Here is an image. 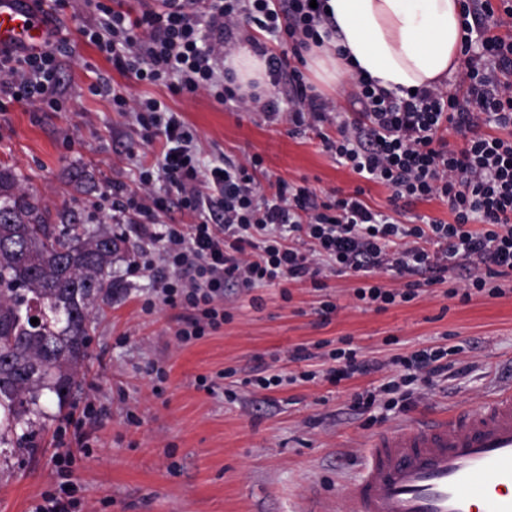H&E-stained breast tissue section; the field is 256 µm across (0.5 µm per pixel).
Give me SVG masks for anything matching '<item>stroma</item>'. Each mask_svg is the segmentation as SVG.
<instances>
[{"mask_svg": "<svg viewBox=\"0 0 512 512\" xmlns=\"http://www.w3.org/2000/svg\"><path fill=\"white\" fill-rule=\"evenodd\" d=\"M58 18L67 48L57 74L63 107L42 112L14 103L0 112V167L12 169L22 187L37 194L53 221L90 224L124 243L112 264V303L90 333L92 358L83 367V385L71 408L35 427L30 450L0 459V512H28L54 486L51 458L62 446L74 450L81 494L95 512H305L313 491V503L327 512L358 478L375 433L479 406L512 387V293L462 304L438 285L376 312L356 307V281L346 276H330L325 293L288 284L250 295L229 288L224 307L231 320L200 340L177 344L178 310H142L154 288L142 264L159 258L160 225L191 218L174 206L155 224L113 221L106 186L132 183L139 166L156 163L161 144L144 142L141 127L115 111L110 99L92 95V84L106 78L124 83L131 97L163 99L195 133L202 166L224 154H257L271 178L306 184L321 195L361 185L367 202L383 211L391 191L362 184L321 150L316 132L297 135L288 122L266 123L261 113L232 111L204 93L179 96L162 85L123 78L80 33L97 20L94 0H67ZM327 293L338 309L321 326L313 310ZM343 337L379 358L458 346L470 369L439 382L415 410L388 413L374 424L348 405L353 393L380 384L377 374L335 387L313 380L224 394L231 388L224 371L243 377L264 361L296 373L306 365L289 361V350L318 342L334 349ZM152 360L167 371L157 395L147 368ZM202 376L214 390L199 384ZM90 402L100 412L93 423L83 415ZM130 410L137 417L133 425L126 422ZM85 434L94 439L88 455L78 442Z\"/></svg>", "mask_w": 512, "mask_h": 512, "instance_id": "35a3bbf8", "label": "stroma"}]
</instances>
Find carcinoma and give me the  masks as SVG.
<instances>
[{
	"instance_id": "carcinoma-1",
	"label": "carcinoma",
	"mask_w": 512,
	"mask_h": 512,
	"mask_svg": "<svg viewBox=\"0 0 512 512\" xmlns=\"http://www.w3.org/2000/svg\"><path fill=\"white\" fill-rule=\"evenodd\" d=\"M0 447L64 406L91 357L90 328L112 298L122 240L86 224H51L39 199L0 169ZM37 318L33 325L30 319Z\"/></svg>"
}]
</instances>
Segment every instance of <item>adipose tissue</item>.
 Segmentation results:
<instances>
[{"label":"adipose tissue","mask_w":512,"mask_h":512,"mask_svg":"<svg viewBox=\"0 0 512 512\" xmlns=\"http://www.w3.org/2000/svg\"><path fill=\"white\" fill-rule=\"evenodd\" d=\"M326 7L336 34L307 54L325 86L359 73L402 96L457 69L463 0H327Z\"/></svg>","instance_id":"1"}]
</instances>
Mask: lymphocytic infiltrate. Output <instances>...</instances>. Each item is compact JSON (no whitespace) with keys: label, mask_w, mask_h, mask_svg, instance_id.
Here are the masks:
<instances>
[{"label":"lymphocytic infiltrate","mask_w":512,"mask_h":512,"mask_svg":"<svg viewBox=\"0 0 512 512\" xmlns=\"http://www.w3.org/2000/svg\"><path fill=\"white\" fill-rule=\"evenodd\" d=\"M324 3L163 0L161 9L134 17L98 0L97 24L82 30L113 69L135 81L175 94L204 91L238 111H260L267 122L289 120L299 132L335 126V136L320 137L323 151L392 191L388 213L372 208L360 187L342 197L321 196L279 179L262 192L255 177L259 155L224 156L201 166L193 133L164 101L130 99L118 83L91 85L92 94L111 96L116 111L132 113L148 141L163 146L156 169H140L139 193L119 181L109 187L113 218L151 222L174 205L192 218L164 225L159 262L144 264L155 283V298L144 310L158 304L180 309L179 343L223 326L228 285L250 291L288 282L322 291L328 274L352 275L359 279L355 303L377 311L410 302L434 285H447L448 297L464 304L512 291V36L500 33L512 27V0H465L454 89L434 85L397 97L356 77L365 110L352 124L339 122L335 103L315 93L298 66L310 44L333 35ZM254 27L270 41L255 40L251 47L266 58L270 85L287 84V105L272 96L239 94L224 67L239 34ZM64 50L52 39L34 54L1 51L0 112L13 102L59 110ZM450 132L460 144L448 142ZM158 179L170 194L156 191ZM430 200L447 205L450 221L418 215L400 222L416 203ZM383 272L402 278L403 286L376 282ZM457 353L424 347L379 359L356 347L337 348L329 354L331 367L320 374L336 385L387 373L378 388L354 394L351 408L362 415L381 402L406 414L432 395L435 378L466 371ZM52 462L65 487L40 493L29 512H88L73 479V453L58 452Z\"/></svg>","instance_id":"lymphocytic-infiltrate-1"}]
</instances>
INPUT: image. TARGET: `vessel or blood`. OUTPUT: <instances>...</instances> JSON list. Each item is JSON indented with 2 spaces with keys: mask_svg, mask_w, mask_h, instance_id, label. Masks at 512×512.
Returning a JSON list of instances; mask_svg holds the SVG:
<instances>
[{
  "mask_svg": "<svg viewBox=\"0 0 512 512\" xmlns=\"http://www.w3.org/2000/svg\"><path fill=\"white\" fill-rule=\"evenodd\" d=\"M41 15L0 0V49H39ZM334 512H512V389L479 407L375 434Z\"/></svg>",
  "mask_w": 512,
  "mask_h": 512,
  "instance_id": "1",
  "label": "vessel or blood"
}]
</instances>
